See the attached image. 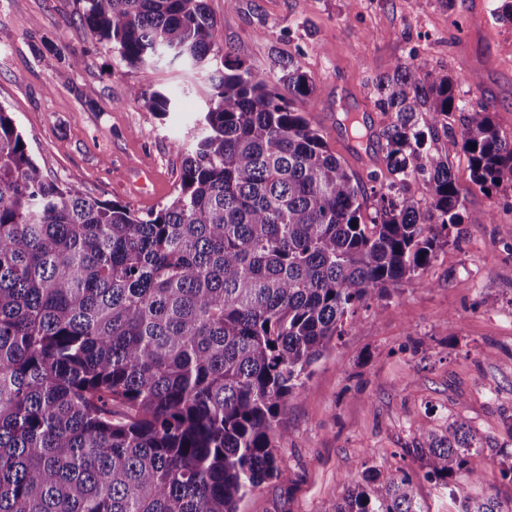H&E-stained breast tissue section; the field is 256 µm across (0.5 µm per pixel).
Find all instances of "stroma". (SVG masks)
Masks as SVG:
<instances>
[{"label":"stroma","instance_id":"1","mask_svg":"<svg viewBox=\"0 0 512 512\" xmlns=\"http://www.w3.org/2000/svg\"><path fill=\"white\" fill-rule=\"evenodd\" d=\"M205 4L225 46L270 84L285 58L313 78L309 118L364 188L387 176L388 117L374 83L397 61L434 75L477 74L480 89L459 88L464 105L487 107L512 137V24L496 20L493 0ZM85 8V0H0V106L49 179L144 212L171 200L209 84L178 63L122 62L84 24ZM134 86L177 91L172 111L130 102ZM348 111L365 124L363 163L341 125ZM427 146L447 153L466 208L492 211L493 223L451 227L420 281L391 288L383 313L359 310L288 405L280 476L247 494L239 512H333L364 460L408 472L425 512H458L464 498L487 492L512 507L510 478L482 485L460 476L448 489L403 454L458 421L475 431L487 459H512V187L480 190L445 131Z\"/></svg>","mask_w":512,"mask_h":512}]
</instances>
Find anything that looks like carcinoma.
Instances as JSON below:
<instances>
[{"label":"carcinoma","mask_w":512,"mask_h":512,"mask_svg":"<svg viewBox=\"0 0 512 512\" xmlns=\"http://www.w3.org/2000/svg\"><path fill=\"white\" fill-rule=\"evenodd\" d=\"M84 22L130 66L222 68L174 199L142 214L48 179L0 106V512H238L280 474L288 404L358 308L420 282L451 226L493 221L467 211L427 139L463 113L448 150L487 191L512 183V139L456 98L477 75L397 62L376 82L389 177L367 224L299 66L269 87L204 0H86ZM129 97L163 113L172 101ZM418 175L424 208L408 195ZM475 440L455 422L404 454L445 485L483 483ZM333 512L424 510L410 474L370 466ZM461 512L506 510L489 494Z\"/></svg>","instance_id":"cac0c4a2"}]
</instances>
